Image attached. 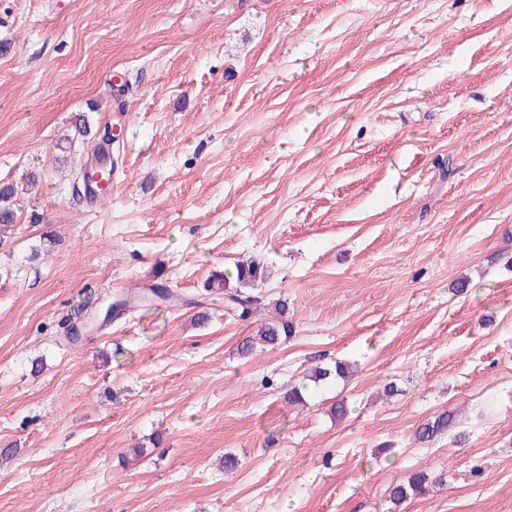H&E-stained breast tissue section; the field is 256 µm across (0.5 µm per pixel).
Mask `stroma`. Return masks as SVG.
<instances>
[{"label":"stroma","mask_w":512,"mask_h":512,"mask_svg":"<svg viewBox=\"0 0 512 512\" xmlns=\"http://www.w3.org/2000/svg\"><path fill=\"white\" fill-rule=\"evenodd\" d=\"M30 172L0 512H512V0H0V185ZM251 256L241 319L205 289ZM279 302L291 337L242 356ZM426 478L423 474L411 476L407 483H400L392 488L390 499L396 504L410 497H415L426 492Z\"/></svg>","instance_id":"obj_1"}]
</instances>
